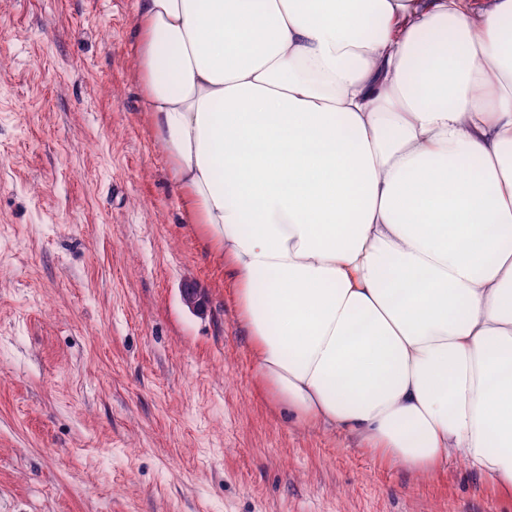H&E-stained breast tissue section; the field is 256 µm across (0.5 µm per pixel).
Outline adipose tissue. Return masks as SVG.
Returning a JSON list of instances; mask_svg holds the SVG:
<instances>
[{
    "instance_id": "1",
    "label": "adipose tissue",
    "mask_w": 512,
    "mask_h": 512,
    "mask_svg": "<svg viewBox=\"0 0 512 512\" xmlns=\"http://www.w3.org/2000/svg\"><path fill=\"white\" fill-rule=\"evenodd\" d=\"M143 108L297 422L512 490V0H135Z\"/></svg>"
}]
</instances>
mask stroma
<instances>
[{"mask_svg":"<svg viewBox=\"0 0 512 512\" xmlns=\"http://www.w3.org/2000/svg\"><path fill=\"white\" fill-rule=\"evenodd\" d=\"M137 51L134 0H0V512H512L270 395Z\"/></svg>","mask_w":512,"mask_h":512,"instance_id":"obj_1","label":"stroma"}]
</instances>
